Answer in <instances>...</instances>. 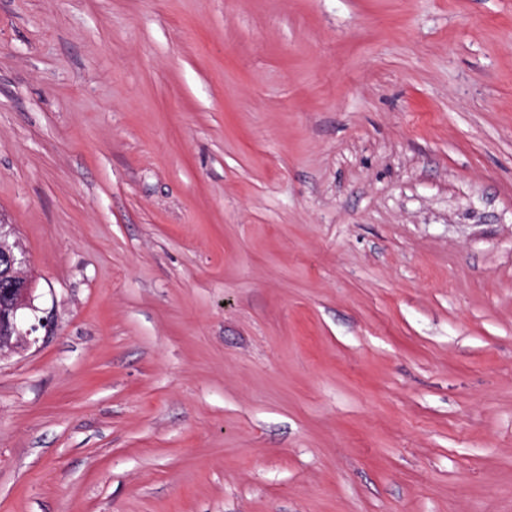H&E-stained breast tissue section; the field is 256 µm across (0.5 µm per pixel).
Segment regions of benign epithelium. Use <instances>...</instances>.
Returning <instances> with one entry per match:
<instances>
[{"mask_svg":"<svg viewBox=\"0 0 512 512\" xmlns=\"http://www.w3.org/2000/svg\"><path fill=\"white\" fill-rule=\"evenodd\" d=\"M10 232L0 225V360L29 343V336L45 326V319L27 325L25 311L39 312L34 305L32 281L25 275L26 252L18 242H9Z\"/></svg>","mask_w":512,"mask_h":512,"instance_id":"benign-epithelium-1","label":"benign epithelium"}]
</instances>
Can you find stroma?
I'll return each instance as SVG.
<instances>
[{
	"label": "stroma",
	"instance_id": "1",
	"mask_svg": "<svg viewBox=\"0 0 512 512\" xmlns=\"http://www.w3.org/2000/svg\"><path fill=\"white\" fill-rule=\"evenodd\" d=\"M0 512H512V0H0ZM6 225L0 224V361L27 345L28 337L46 325L44 317H38V325L26 327L25 310L31 311L35 319L39 312L34 305L35 288L24 271L29 262L27 254L18 242L8 241Z\"/></svg>",
	"mask_w": 512,
	"mask_h": 512
}]
</instances>
